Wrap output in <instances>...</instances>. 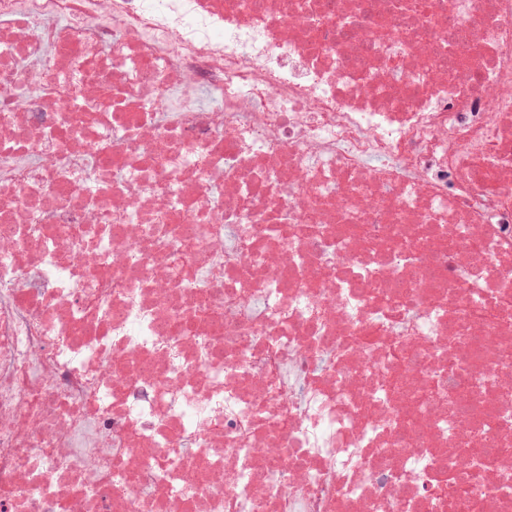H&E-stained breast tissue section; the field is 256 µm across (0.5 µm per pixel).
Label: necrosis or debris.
<instances>
[{
	"label": "necrosis or debris",
	"instance_id": "necrosis-or-debris-1",
	"mask_svg": "<svg viewBox=\"0 0 512 512\" xmlns=\"http://www.w3.org/2000/svg\"><path fill=\"white\" fill-rule=\"evenodd\" d=\"M0 512H512V0H0Z\"/></svg>",
	"mask_w": 512,
	"mask_h": 512
}]
</instances>
